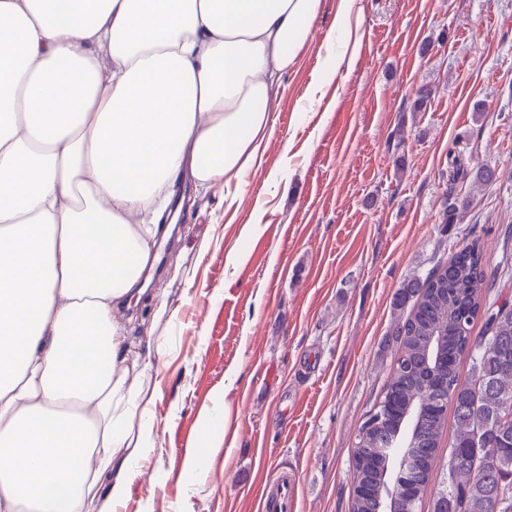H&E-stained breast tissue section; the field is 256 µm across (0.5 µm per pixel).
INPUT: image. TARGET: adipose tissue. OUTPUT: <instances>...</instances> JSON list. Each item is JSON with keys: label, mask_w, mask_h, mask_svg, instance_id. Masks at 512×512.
<instances>
[{"label": "adipose tissue", "mask_w": 512, "mask_h": 512, "mask_svg": "<svg viewBox=\"0 0 512 512\" xmlns=\"http://www.w3.org/2000/svg\"><path fill=\"white\" fill-rule=\"evenodd\" d=\"M321 0H0V512H111L155 448L117 312L171 189L260 170Z\"/></svg>", "instance_id": "ef3b65f1"}]
</instances>
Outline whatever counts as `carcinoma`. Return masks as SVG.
Wrapping results in <instances>:
<instances>
[{"instance_id":"cac0c4a2","label":"carcinoma","mask_w":512,"mask_h":512,"mask_svg":"<svg viewBox=\"0 0 512 512\" xmlns=\"http://www.w3.org/2000/svg\"><path fill=\"white\" fill-rule=\"evenodd\" d=\"M482 255L473 241L403 286L396 305L410 309L388 382L356 434L350 512H419L434 486L433 512H512V302L489 294ZM479 316L485 332L474 340ZM464 354L472 371L463 380ZM449 411L456 432L439 477Z\"/></svg>"}]
</instances>
